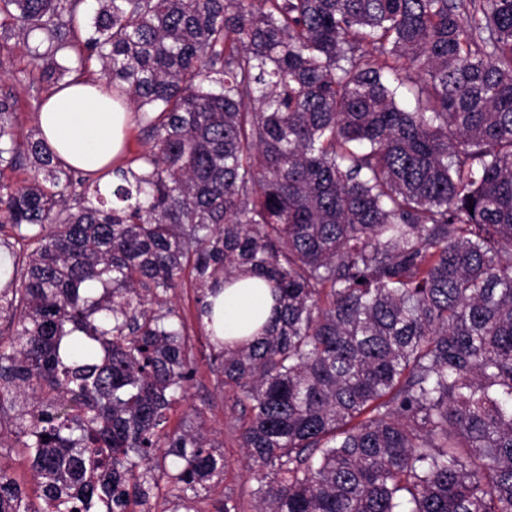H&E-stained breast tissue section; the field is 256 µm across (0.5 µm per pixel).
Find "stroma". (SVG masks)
Returning a JSON list of instances; mask_svg holds the SVG:
<instances>
[{
  "label": "stroma",
  "mask_w": 512,
  "mask_h": 512,
  "mask_svg": "<svg viewBox=\"0 0 512 512\" xmlns=\"http://www.w3.org/2000/svg\"><path fill=\"white\" fill-rule=\"evenodd\" d=\"M0 58L7 62L6 69L0 70V92L12 95L19 124L18 134L23 137L36 127L41 104L55 83L41 77L31 63L28 48L17 38H0ZM195 298L196 290L189 281L177 289L173 298L186 319L197 354L198 370L187 389L185 401L169 412L168 427L174 430L184 427L185 423H192L202 429L217 452L224 455L228 467L222 479L207 483L195 503L197 512H215L226 492L245 499L256 483L239 446L237 426L240 412L217 387L207 360L208 340L196 319Z\"/></svg>",
  "instance_id": "obj_1"
}]
</instances>
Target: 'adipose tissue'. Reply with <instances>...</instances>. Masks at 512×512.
<instances>
[{
  "label": "adipose tissue",
  "instance_id": "1",
  "mask_svg": "<svg viewBox=\"0 0 512 512\" xmlns=\"http://www.w3.org/2000/svg\"><path fill=\"white\" fill-rule=\"evenodd\" d=\"M133 114L117 107L111 90L102 84L74 83L43 104L39 122L43 135L67 165L97 172L121 153ZM274 299L257 278L237 277L214 306L220 334L228 341L252 338L273 317Z\"/></svg>",
  "mask_w": 512,
  "mask_h": 512
}]
</instances>
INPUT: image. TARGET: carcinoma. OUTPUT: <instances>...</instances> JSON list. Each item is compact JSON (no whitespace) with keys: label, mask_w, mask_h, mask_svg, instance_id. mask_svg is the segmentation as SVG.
<instances>
[{"label":"carcinoma","mask_w":512,"mask_h":512,"mask_svg":"<svg viewBox=\"0 0 512 512\" xmlns=\"http://www.w3.org/2000/svg\"><path fill=\"white\" fill-rule=\"evenodd\" d=\"M81 3L0 0V35L49 79L97 59L147 148L102 186L0 97V168L33 172L0 184V431L44 502L0 465V512H130L171 466L192 512L222 474L166 429L187 271L200 325L240 273L275 298L207 332L253 512H512V0Z\"/></svg>","instance_id":"carcinoma-1"}]
</instances>
